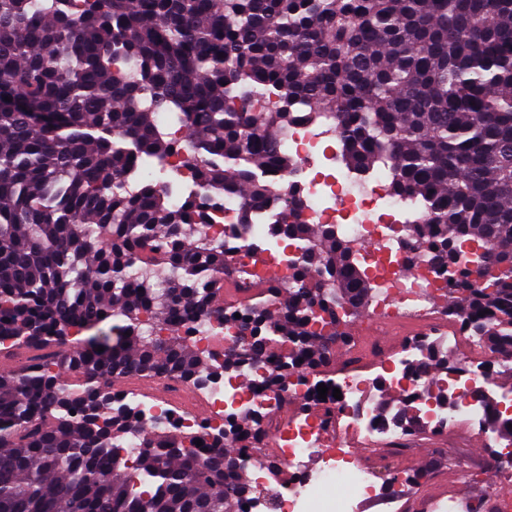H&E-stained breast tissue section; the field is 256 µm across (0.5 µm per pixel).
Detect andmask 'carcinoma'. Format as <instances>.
<instances>
[{
    "mask_svg": "<svg viewBox=\"0 0 512 512\" xmlns=\"http://www.w3.org/2000/svg\"><path fill=\"white\" fill-rule=\"evenodd\" d=\"M324 119L347 166H383L391 196L426 203L446 311L511 353L512 0H0V358H30L0 372V512H245L258 418L194 452L198 436L143 420L119 383L237 371L239 351L198 344L219 326L286 375L350 342L340 326L375 279L277 177L297 165L288 128ZM179 154L197 182L181 204L128 187ZM226 193L246 215L278 201L273 234L300 248L288 278L231 309L235 258L206 229ZM468 243L482 253L463 268Z\"/></svg>",
    "mask_w": 512,
    "mask_h": 512,
    "instance_id": "obj_1",
    "label": "carcinoma"
}]
</instances>
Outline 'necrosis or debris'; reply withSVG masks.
I'll use <instances>...</instances> for the list:
<instances>
[{
	"label": "necrosis or debris",
	"instance_id": "1",
	"mask_svg": "<svg viewBox=\"0 0 512 512\" xmlns=\"http://www.w3.org/2000/svg\"><path fill=\"white\" fill-rule=\"evenodd\" d=\"M284 144L298 162L287 177L301 187L302 221L335 225L338 235L353 241L381 242L380 250L365 257L380 285L374 302L391 309L398 321L416 324V331L407 332L398 344L375 345L367 358L339 370L294 373L285 387L274 382L273 364L259 358L204 388L195 400L172 397L157 404L131 392L125 399L148 419L172 413L174 429L181 433L202 434L204 426H225L245 411L259 418L263 430L276 432L278 447L248 451L250 468L270 494L269 499L251 501V512H349L352 500L365 496L389 503L397 499L398 490L381 480V458L356 454L349 444L356 431L377 438L387 453H408L415 430L380 414L381 388L396 389L421 425L444 430L464 421L485 436L496 427L488 422L479 395L491 386L489 368L498 357L479 359L459 320L431 309V298L443 283L415 249L422 214L419 201L393 197L380 178L361 176L347 167L335 131L324 123L294 124ZM276 216L274 208L261 210L246 230L236 196H226L210 209L209 232L234 253L235 278L246 282L272 272L288 275L294 251L268 234ZM260 239L265 242V261L257 264L250 250ZM432 348L454 359L435 380L417 366ZM321 384L340 389V397L319 398ZM291 399L306 405V412L286 413ZM312 457L321 465L309 476L304 469ZM277 467L288 469L292 482L275 479ZM334 485L345 486L349 499L330 495Z\"/></svg>",
	"mask_w": 512,
	"mask_h": 512
}]
</instances>
